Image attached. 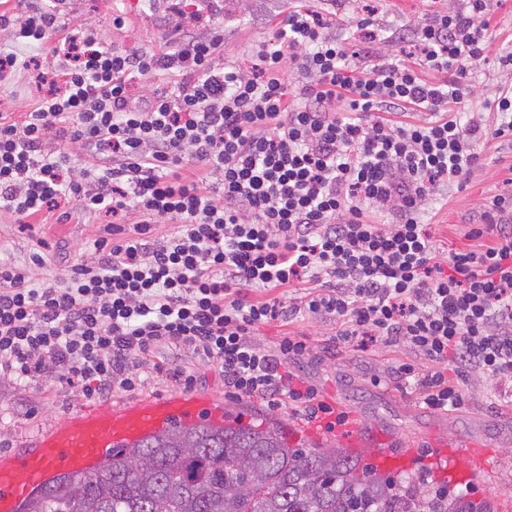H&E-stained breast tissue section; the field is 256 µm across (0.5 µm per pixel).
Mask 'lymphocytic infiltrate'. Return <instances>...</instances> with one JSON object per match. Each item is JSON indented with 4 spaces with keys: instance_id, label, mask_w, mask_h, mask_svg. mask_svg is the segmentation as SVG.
<instances>
[{
    "instance_id": "f902f5d3",
    "label": "lymphocytic infiltrate",
    "mask_w": 512,
    "mask_h": 512,
    "mask_svg": "<svg viewBox=\"0 0 512 512\" xmlns=\"http://www.w3.org/2000/svg\"><path fill=\"white\" fill-rule=\"evenodd\" d=\"M61 0L0 14L15 44L52 34L49 93L23 119L0 112V217L72 209L106 216L91 260L34 280L47 264L0 263V372L41 376L85 397L135 390L165 343L224 375L226 394L333 410L289 370L305 334L268 348L270 321L330 316L336 345L403 344L428 369L398 368L428 408H461L469 373L512 377V197L491 196L477 248L441 255L419 216L445 183L468 179L480 141L512 134V88L469 112L486 59L490 0H455L413 31L417 58L356 66L332 18L293 6L249 69L221 63L223 34L154 53L106 46L84 24L60 32ZM172 82L134 99L133 86ZM394 212L396 220L381 223ZM172 224L157 238L159 224ZM278 288L296 292L290 303Z\"/></svg>"
}]
</instances>
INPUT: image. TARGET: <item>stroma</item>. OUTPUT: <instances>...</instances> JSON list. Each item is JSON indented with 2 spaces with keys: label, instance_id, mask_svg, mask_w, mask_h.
Returning a JSON list of instances; mask_svg holds the SVG:
<instances>
[{
  "label": "stroma",
  "instance_id": "stroma-1",
  "mask_svg": "<svg viewBox=\"0 0 512 512\" xmlns=\"http://www.w3.org/2000/svg\"><path fill=\"white\" fill-rule=\"evenodd\" d=\"M364 3L376 9L380 25L393 34V49L413 51L411 35L427 8L425 0ZM290 4L291 0H201L193 8L179 0H156L150 10L141 0H65L61 10L68 27L91 24L108 46L130 53L155 51L165 40L184 34L207 36L220 30L224 33L223 62L246 67L250 64L249 44L272 38L277 21ZM320 6L334 13L336 34L343 42L357 52L367 51L354 21V0H321ZM490 27L493 37L469 103L473 112L483 111L485 100L493 97L497 86L507 78L499 70L498 60L504 50L512 49V0H493ZM46 92V86L35 82L33 70L17 69L0 78V110L24 112ZM478 150L480 159L469 179L440 187L432 207L422 216L440 251L470 247L469 232L473 225L482 223L487 199L493 195L512 196V136L489 140ZM102 231L99 219L77 211L64 224L33 222L21 226L0 219V260L25 266L32 253L45 251L47 265L35 272L42 278L89 259L93 242ZM292 329L308 335L316 356L292 361L291 370L305 376L318 388L321 400L346 415L345 424L334 431L308 420L302 409L293 405L226 398L223 376L189 347L166 345L158 349L156 357L191 373L195 378L192 393L210 398L224 410L246 417L275 415L290 431L309 441L323 440L365 452L373 448H411L415 451L413 465L438 476L446 470L440 441L459 438L478 443L486 452L485 471L468 483L467 490L473 497L490 498L499 512H512V379L471 374L464 388V405L441 413L421 404L416 394L396 379L393 369L400 364L418 368L425 365L407 347L373 344L326 352L336 330L334 321L327 318H312L291 327L271 322L259 328L256 340L272 347ZM141 380L135 392H115L95 403L113 410L183 389L171 376L150 368L142 373ZM89 403L81 391L51 379L37 378L18 386L10 376L0 373V458L26 448Z\"/></svg>",
  "mask_w": 512,
  "mask_h": 512
}]
</instances>
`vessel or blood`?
Returning <instances> with one entry per match:
<instances>
[{
  "instance_id": "obj_1",
  "label": "vessel or blood",
  "mask_w": 512,
  "mask_h": 512,
  "mask_svg": "<svg viewBox=\"0 0 512 512\" xmlns=\"http://www.w3.org/2000/svg\"><path fill=\"white\" fill-rule=\"evenodd\" d=\"M205 413L217 423L224 419L220 405L189 393L147 399L112 412L84 409L0 463V512H21L54 477L91 473L112 451L133 446L173 421L194 423ZM449 455L453 463L448 476L456 482H469L484 468V452L475 443L452 444Z\"/></svg>"
}]
</instances>
